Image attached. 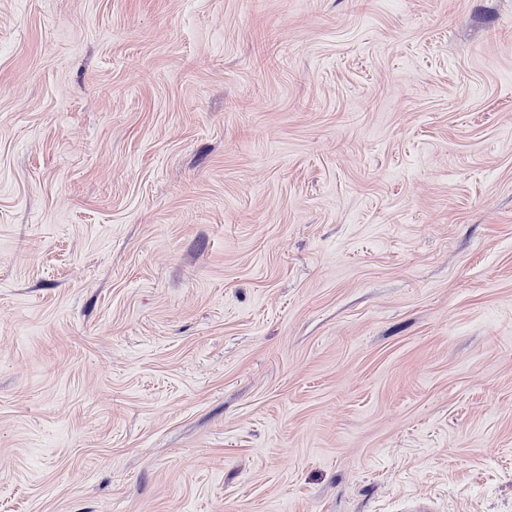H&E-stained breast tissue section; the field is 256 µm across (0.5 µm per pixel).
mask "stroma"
Returning a JSON list of instances; mask_svg holds the SVG:
<instances>
[{
	"label": "stroma",
	"instance_id": "stroma-1",
	"mask_svg": "<svg viewBox=\"0 0 512 512\" xmlns=\"http://www.w3.org/2000/svg\"><path fill=\"white\" fill-rule=\"evenodd\" d=\"M512 512V0H0V512Z\"/></svg>",
	"mask_w": 512,
	"mask_h": 512
}]
</instances>
